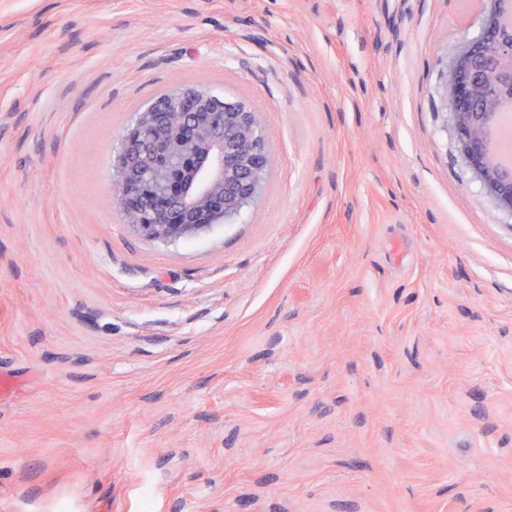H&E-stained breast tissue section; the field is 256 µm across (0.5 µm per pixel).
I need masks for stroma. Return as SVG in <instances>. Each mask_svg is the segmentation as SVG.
Masks as SVG:
<instances>
[{"mask_svg":"<svg viewBox=\"0 0 512 512\" xmlns=\"http://www.w3.org/2000/svg\"><path fill=\"white\" fill-rule=\"evenodd\" d=\"M483 0H0V512H512V215L439 90ZM243 102L234 223L114 200L152 99Z\"/></svg>","mask_w":512,"mask_h":512,"instance_id":"obj_1","label":"stroma"}]
</instances>
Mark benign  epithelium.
<instances>
[{"label": "benign epithelium", "mask_w": 512, "mask_h": 512, "mask_svg": "<svg viewBox=\"0 0 512 512\" xmlns=\"http://www.w3.org/2000/svg\"><path fill=\"white\" fill-rule=\"evenodd\" d=\"M486 3L481 36L454 58L442 96L451 106L459 153L498 210L512 214V167L501 165L487 145L502 105V66L512 75V0ZM218 107V121L197 123L199 112ZM159 149L166 167L155 172L140 206L126 212L127 224L147 239L194 237L233 221L261 196L269 153L258 113L240 101L195 89L155 99L121 136L115 195L127 196Z\"/></svg>", "instance_id": "obj_1"}]
</instances>
